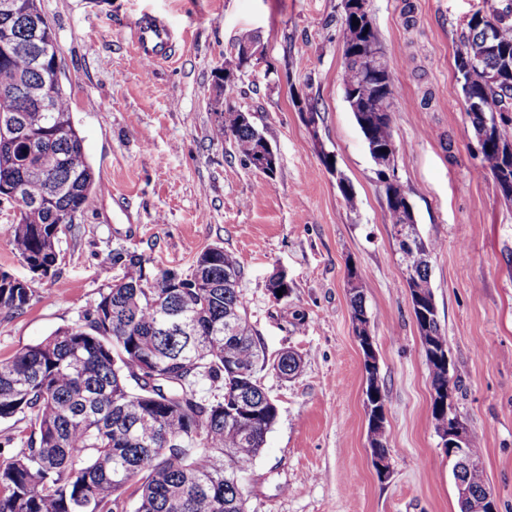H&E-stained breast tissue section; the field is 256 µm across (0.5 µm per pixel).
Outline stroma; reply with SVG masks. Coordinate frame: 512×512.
<instances>
[{
    "label": "stroma",
    "mask_w": 512,
    "mask_h": 512,
    "mask_svg": "<svg viewBox=\"0 0 512 512\" xmlns=\"http://www.w3.org/2000/svg\"><path fill=\"white\" fill-rule=\"evenodd\" d=\"M482 0H370L394 70L398 177L420 235L436 242L431 285L458 380L457 412L484 438L498 512H512V203L481 170L455 56ZM60 48V80L99 183L59 236L42 279L12 251L15 205L0 203V272L40 296L0 310V360L73 324L124 275L118 248L188 272L219 245L238 260L240 297L269 355L302 359L292 378L267 370L279 416L245 476L249 512H457L452 463L432 418L430 368L376 165L343 91L342 0H41ZM180 36L153 64L130 43L143 11ZM264 48L226 91L252 113L278 157L274 178L211 138L215 75L241 33ZM323 121L311 135L295 104ZM334 153L329 171L321 151ZM357 196L349 207L336 183ZM361 278L391 474L379 478L366 434L363 354L352 330L347 270ZM285 272L288 295L269 283Z\"/></svg>",
    "instance_id": "obj_1"
}]
</instances>
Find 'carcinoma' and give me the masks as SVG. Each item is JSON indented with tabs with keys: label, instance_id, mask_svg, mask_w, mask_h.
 <instances>
[{
	"label": "carcinoma",
	"instance_id": "obj_1",
	"mask_svg": "<svg viewBox=\"0 0 512 512\" xmlns=\"http://www.w3.org/2000/svg\"><path fill=\"white\" fill-rule=\"evenodd\" d=\"M0 116H18L15 128L0 133V201H13L20 185L36 198L18 206L11 246L28 268L49 274L58 259L59 235L72 223L65 213L81 215L97 186L62 83L50 58L59 53L55 32L39 0H0ZM459 51L469 69H458L462 90L480 97L482 109L466 112L475 136L484 119L512 106V75L488 84L486 70L512 60V25L494 36L497 50L483 31L467 22ZM374 31L363 34L349 20L342 23L344 72L370 111L355 113L369 152L394 140L393 68L360 78ZM54 85V101L37 98L43 79ZM219 107L212 139L231 143L247 163L256 159L258 129L239 120V110ZM494 145L482 153L481 169L496 184L512 189V168H501L498 145H512V118L492 129ZM386 214L395 228L415 223L403 197L385 196ZM409 291L422 289L434 301L431 262L437 245L415 236L413 248L397 243ZM112 263L125 266L122 281L101 293L94 309L77 323L0 361V420L21 417L29 435L22 447L0 450V512H126V492L137 499L134 512H247L242 477L261 454L266 435L278 418L258 375L272 368L287 377L301 359L287 351L268 359L240 300L241 267L222 246L202 251L189 273L147 270L150 259L115 250ZM233 274L226 284L224 275ZM38 297L29 281L0 273V309L22 311ZM351 322L368 314L363 290L351 293ZM414 312L420 336L448 349L437 312ZM235 333H225L227 318ZM143 365V382L133 379L130 364ZM180 370L175 381L154 379V366ZM209 384L220 395L211 400L199 387ZM248 398L253 420L224 416L225 400ZM372 454H388L385 429L368 424ZM234 449L224 458V449ZM470 463L454 466L455 480L472 493L490 492L481 462V437L470 433Z\"/></svg>",
	"mask_w": 512,
	"mask_h": 512
}]
</instances>
